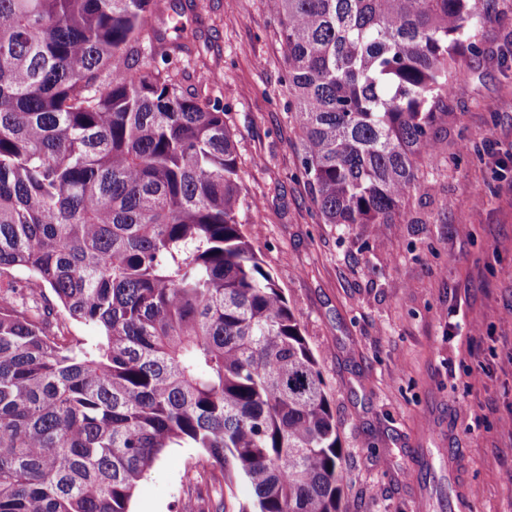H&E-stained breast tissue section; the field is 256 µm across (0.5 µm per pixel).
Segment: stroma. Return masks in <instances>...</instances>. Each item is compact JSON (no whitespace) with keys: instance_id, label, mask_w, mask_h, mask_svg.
<instances>
[{"instance_id":"35a3bbf8","label":"stroma","mask_w":512,"mask_h":512,"mask_svg":"<svg viewBox=\"0 0 512 512\" xmlns=\"http://www.w3.org/2000/svg\"><path fill=\"white\" fill-rule=\"evenodd\" d=\"M184 30L235 135L239 220L299 319L342 448V512H512V0H497L397 223H320L300 177L285 49L267 0H195ZM450 448L452 462L437 451ZM202 456L171 448L129 512H183Z\"/></svg>"}]
</instances>
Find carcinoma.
<instances>
[{"instance_id":"cac0c4a2","label":"carcinoma","mask_w":512,"mask_h":512,"mask_svg":"<svg viewBox=\"0 0 512 512\" xmlns=\"http://www.w3.org/2000/svg\"><path fill=\"white\" fill-rule=\"evenodd\" d=\"M268 2L319 215L396 223L495 0ZM163 7L185 15L0 0V512H129L184 446L217 483L198 512H341L326 384L239 221L224 107L178 78L195 45L143 44Z\"/></svg>"}]
</instances>
